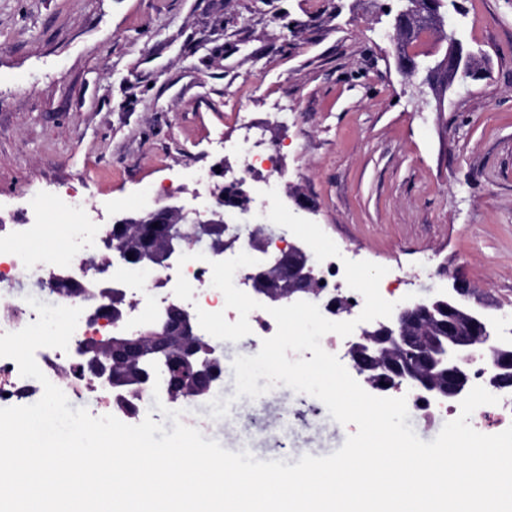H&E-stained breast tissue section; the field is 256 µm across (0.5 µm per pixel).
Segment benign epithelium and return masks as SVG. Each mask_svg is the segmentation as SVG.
<instances>
[{
  "label": "benign epithelium",
  "mask_w": 512,
  "mask_h": 512,
  "mask_svg": "<svg viewBox=\"0 0 512 512\" xmlns=\"http://www.w3.org/2000/svg\"><path fill=\"white\" fill-rule=\"evenodd\" d=\"M387 4L383 15L388 17L386 31L393 34L398 66L409 77L423 74L417 86L435 88L440 76L444 84H450L460 74L471 78L478 76L474 55L464 49L459 38H445L447 49L440 58L426 63L414 49L410 36L419 28L442 18L447 3L444 0H394ZM245 180L234 179L228 183H214L209 188V206L201 212L188 209L174 199L159 200L141 213L125 216L113 222L112 252L122 260L143 267L169 268L193 248L196 240L211 234L216 228L229 231L225 221L228 212L247 211ZM139 227L138 247L133 256L124 248V231L129 225ZM244 246L260 254L263 261L254 267L246 279L253 291L261 295L269 307H282L311 296L319 297L321 279L317 276L309 247L303 242H290L288 249L280 252L269 250V234L263 231L249 233ZM92 292L108 296L109 302L99 306L88 320L115 323L123 320L126 310V294L120 288L106 283ZM473 288L464 278L453 275L448 285L430 291L419 299L408 300L392 312L384 322L368 323L349 343L347 355L350 362L364 375L363 382L374 386L385 356L393 351L405 355V364L391 369L392 378L386 387L396 391L406 388L427 395L439 402L461 401L472 389L469 366L488 362L484 370L485 389L502 390L512 385L504 380L505 354L512 353V340L501 337L496 329V315L470 303ZM448 312V335L434 343L429 355V366L448 375V385L441 386L424 373L419 364L421 355L416 352L413 330L419 325L436 321L440 312ZM185 340L199 336L195 317L178 303L169 304L160 317L150 322V327L133 334L106 336L107 348L118 345L126 356L138 358L143 352L144 338H150L152 352L167 354L175 337ZM76 352L81 359L79 370L90 372L104 386L112 387V355L103 358L90 355L83 342H77ZM194 350L184 352L183 364L193 377L204 382L211 380L216 369L223 367V355L212 352L205 361L194 359Z\"/></svg>",
  "instance_id": "7a95c632"
}]
</instances>
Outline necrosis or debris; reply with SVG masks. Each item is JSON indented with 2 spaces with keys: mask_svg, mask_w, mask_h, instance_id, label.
<instances>
[{
  "mask_svg": "<svg viewBox=\"0 0 512 512\" xmlns=\"http://www.w3.org/2000/svg\"><path fill=\"white\" fill-rule=\"evenodd\" d=\"M61 210L70 220L68 227L69 249L59 252L52 248H39L28 254H20L15 248L17 240H40L48 216L47 208L35 205L21 224L0 225V335L16 332L37 320L35 310L18 295L17 287L23 282L38 284L40 302L84 311L79 318L74 339L105 335L109 327L101 323H88L85 314L102 303L101 297L87 296L90 288L100 287L104 277H111L112 284L133 294L134 301L126 319L117 330L131 333L143 323L154 320L162 311L168 298L173 297L178 277H185L194 289L195 305L211 312L218 307L223 294L212 287V270L208 262L191 260L182 268H145L113 260L107 276L94 274L93 267L101 262V250L110 236L107 224L89 222L83 201L74 200L62 204ZM64 274L79 285V293L62 294L55 290L54 274ZM37 364L46 379L53 384L65 385L74 395L96 392L100 383L89 373L79 372L74 350L62 351L45 348L39 352ZM43 386L34 379L21 376L17 363L0 357V404L15 403L41 392Z\"/></svg>",
  "mask_w": 512,
  "mask_h": 512,
  "instance_id": "4bbe7bcc",
  "label": "necrosis or debris"
}]
</instances>
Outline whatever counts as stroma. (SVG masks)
<instances>
[{
  "mask_svg": "<svg viewBox=\"0 0 512 512\" xmlns=\"http://www.w3.org/2000/svg\"><path fill=\"white\" fill-rule=\"evenodd\" d=\"M382 0H0V217L77 196L106 221L152 185L198 207V172L233 155L247 108L282 147L287 188L349 257L411 273L398 301L458 274L474 305L512 311V0H457L449 17L477 79L412 95ZM295 109L274 122L265 101ZM234 402L202 433L263 461L329 455L356 425L278 385L235 397L243 342H221Z\"/></svg>",
  "mask_w": 512,
  "mask_h": 512,
  "instance_id": "35a3bbf8",
  "label": "stroma"
}]
</instances>
